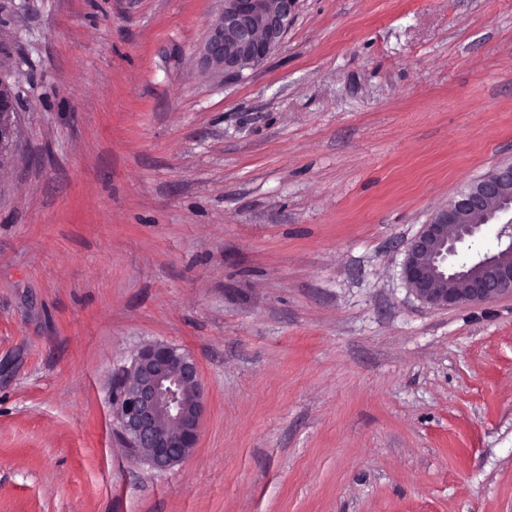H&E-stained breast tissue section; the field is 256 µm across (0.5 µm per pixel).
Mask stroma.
I'll return each instance as SVG.
<instances>
[{
	"mask_svg": "<svg viewBox=\"0 0 512 512\" xmlns=\"http://www.w3.org/2000/svg\"><path fill=\"white\" fill-rule=\"evenodd\" d=\"M220 0H0V512H512V299L437 309L408 242L512 161V0H301L227 80ZM199 441L117 435L150 343ZM18 131V112L6 107L0 110V165L13 148ZM204 409L196 360L164 343L146 345L136 354L123 371L121 391L112 396L123 441L130 449L145 450L139 457L158 469L178 463L196 447Z\"/></svg>",
	"mask_w": 512,
	"mask_h": 512,
	"instance_id": "stroma-1",
	"label": "stroma"
}]
</instances>
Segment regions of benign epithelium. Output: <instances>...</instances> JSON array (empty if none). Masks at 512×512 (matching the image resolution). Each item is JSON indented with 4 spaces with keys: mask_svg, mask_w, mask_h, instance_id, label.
Masks as SVG:
<instances>
[{
    "mask_svg": "<svg viewBox=\"0 0 512 512\" xmlns=\"http://www.w3.org/2000/svg\"><path fill=\"white\" fill-rule=\"evenodd\" d=\"M300 0H223L202 47L207 69L228 80L261 65L282 43ZM496 224L500 251L465 267L451 265L458 239ZM405 282L434 308L480 305L512 297V162L501 163L440 209L407 244ZM205 409L196 360L179 348L154 343L123 371L112 398L113 417L130 448L166 469L196 447Z\"/></svg>",
    "mask_w": 512,
    "mask_h": 512,
    "instance_id": "7a95c632",
    "label": "benign epithelium"
}]
</instances>
